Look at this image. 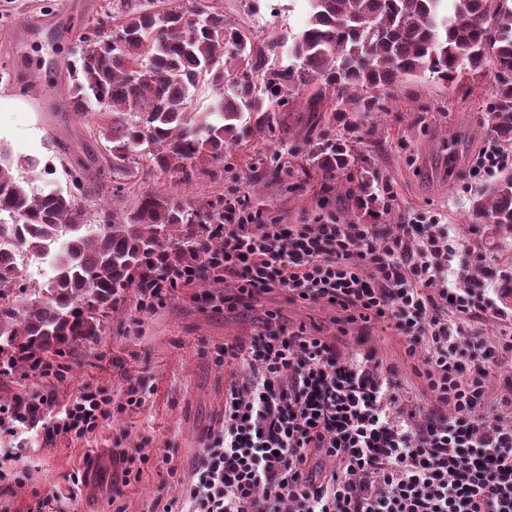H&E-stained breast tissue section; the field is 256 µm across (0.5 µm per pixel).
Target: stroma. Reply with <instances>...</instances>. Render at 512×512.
I'll return each mask as SVG.
<instances>
[{
  "mask_svg": "<svg viewBox=\"0 0 512 512\" xmlns=\"http://www.w3.org/2000/svg\"><path fill=\"white\" fill-rule=\"evenodd\" d=\"M106 0H0V142L14 156H38L56 161L68 152L95 169L104 182L111 172L103 168L99 144L86 140L75 112L59 93L38 79L37 69L20 75L13 62L18 57H39L62 62L52 32L41 29L42 20L71 11L82 14L83 24L100 18ZM226 20L252 28L259 35L276 31L292 38L304 24L305 0H219ZM492 75L461 82L455 89L430 78L400 84L383 99L379 111L358 119L365 137L367 158L389 188L392 211L387 223L421 209L443 214L456 225L466 244L481 247L489 263L512 264V249H496L487 226L470 228V196L477 184L467 175L469 162L481 143L491 138L485 121ZM251 148L233 150V172L223 181L177 185L178 193L208 196L230 188L249 197L285 224H300L335 210L334 195L324 193L314 173H280L278 178L253 181L249 171ZM228 290L213 283L204 288L177 289L163 306L143 312L129 301L122 314L105 323L97 342L67 357L65 380H49L33 373L0 379V405L19 397L49 394L57 404L82 391L108 388L122 397L130 382L143 380L153 392L137 408L112 415L93 433L82 438L51 432L48 425L15 432L0 430V460L26 468L25 485L0 483V502L10 512H28L36 496L67 491L70 473L86 472L75 500H63V512H162L179 491L178 478L187 476L202 441L218 428L224 414V390L241 380L245 369L218 361L217 350L227 343L249 342L266 312H276L287 325L305 326L327 337L337 351L348 355L370 348L383 365L399 372L409 403L424 405L430 397L414 371L401 337L383 323L341 325L335 310L319 304L289 301L275 291L253 299L250 308H228ZM145 450L150 461L139 481L112 494V476L121 466L112 450ZM170 456V468L158 460Z\"/></svg>",
  "mask_w": 512,
  "mask_h": 512,
  "instance_id": "1",
  "label": "stroma"
}]
</instances>
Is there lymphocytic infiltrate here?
Wrapping results in <instances>:
<instances>
[{"instance_id": "lymphocytic-infiltrate-1", "label": "lymphocytic infiltrate", "mask_w": 512, "mask_h": 512, "mask_svg": "<svg viewBox=\"0 0 512 512\" xmlns=\"http://www.w3.org/2000/svg\"><path fill=\"white\" fill-rule=\"evenodd\" d=\"M214 231L224 237L206 259L215 279L241 296L281 289L351 322H386L420 362L432 404L408 406L374 351L342 356L268 314L247 346H224L247 374L229 385L219 428L163 512H512V379L488 389L512 358V308L487 286L511 282V270L479 276L483 253L425 210L383 230L332 212L284 224L231 189ZM483 317L497 336L475 327ZM143 400L139 381L120 399L86 391L50 424L81 438ZM316 454L338 468L310 469Z\"/></svg>"}]
</instances>
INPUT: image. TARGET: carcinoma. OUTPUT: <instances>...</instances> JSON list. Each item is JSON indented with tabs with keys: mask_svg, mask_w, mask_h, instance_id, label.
<instances>
[{
	"mask_svg": "<svg viewBox=\"0 0 512 512\" xmlns=\"http://www.w3.org/2000/svg\"><path fill=\"white\" fill-rule=\"evenodd\" d=\"M303 30L275 57L282 37L224 19L211 3L162 11L145 0H120L115 41L85 32L64 64V90L90 137L105 150L107 168L132 179L141 173L179 183L224 180V160L253 148L252 169L281 172L273 138L299 156L343 205L381 219L379 175L365 166L351 112L379 109L383 94L414 77L454 87L494 71L486 118L505 150L512 149V0H308ZM202 84L218 93L214 112L192 108ZM302 99L317 113L320 135L288 140L282 113ZM71 187L35 192L20 169L37 168L0 143V214L20 225L17 244L42 258L60 230L56 272L36 286L0 261V362L35 371L34 360H59L94 342L125 297L162 276L192 267L205 286L206 251L224 248L213 225L224 223V193L195 199L167 188L139 193L131 207L100 208L98 231L87 229L90 203L102 193L97 172L60 160ZM347 174L338 182L340 173ZM470 220L512 234V167L470 200Z\"/></svg>",
	"mask_w": 512,
	"mask_h": 512,
	"instance_id": "1",
	"label": "carcinoma"
}]
</instances>
